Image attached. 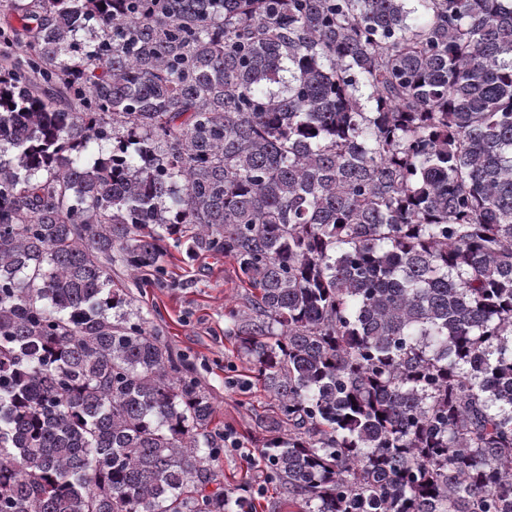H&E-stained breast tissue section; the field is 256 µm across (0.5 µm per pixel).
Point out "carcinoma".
Here are the masks:
<instances>
[{"instance_id":"1","label":"carcinoma","mask_w":512,"mask_h":512,"mask_svg":"<svg viewBox=\"0 0 512 512\" xmlns=\"http://www.w3.org/2000/svg\"><path fill=\"white\" fill-rule=\"evenodd\" d=\"M416 2L0 0V512H253L112 287L171 240L289 507L512 512V0Z\"/></svg>"}]
</instances>
